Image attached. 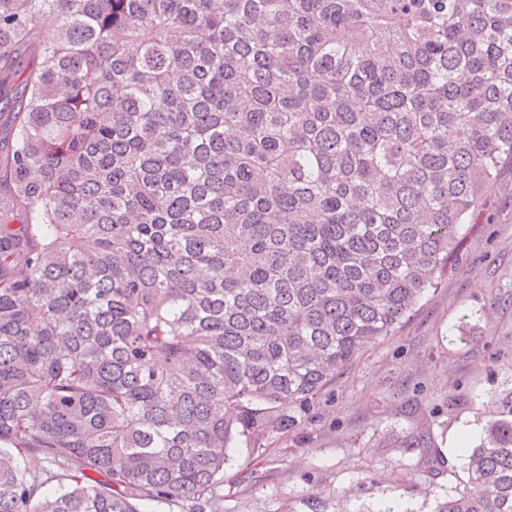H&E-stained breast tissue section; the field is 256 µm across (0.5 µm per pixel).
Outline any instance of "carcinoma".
<instances>
[{"instance_id":"1","label":"carcinoma","mask_w":512,"mask_h":512,"mask_svg":"<svg viewBox=\"0 0 512 512\" xmlns=\"http://www.w3.org/2000/svg\"><path fill=\"white\" fill-rule=\"evenodd\" d=\"M0 100V512H220L512 160V0H0ZM466 459L512 512V390Z\"/></svg>"}]
</instances>
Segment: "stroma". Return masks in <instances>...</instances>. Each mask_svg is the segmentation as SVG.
I'll use <instances>...</instances> for the list:
<instances>
[{"instance_id": "stroma-1", "label": "stroma", "mask_w": 512, "mask_h": 512, "mask_svg": "<svg viewBox=\"0 0 512 512\" xmlns=\"http://www.w3.org/2000/svg\"><path fill=\"white\" fill-rule=\"evenodd\" d=\"M512 388V165L461 231L456 257L395 332L356 356L306 410L272 428L269 455L231 449L224 512H433L461 488L449 449ZM427 418L447 462L425 476L410 442Z\"/></svg>"}]
</instances>
